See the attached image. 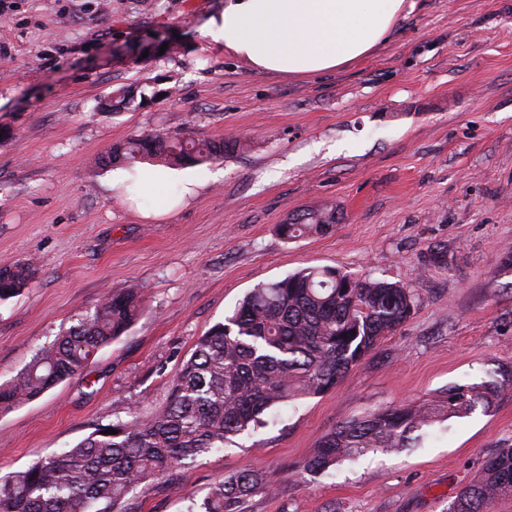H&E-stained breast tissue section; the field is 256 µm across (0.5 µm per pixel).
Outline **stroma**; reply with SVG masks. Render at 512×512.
Instances as JSON below:
<instances>
[{"label":"stroma","instance_id":"obj_1","mask_svg":"<svg viewBox=\"0 0 512 512\" xmlns=\"http://www.w3.org/2000/svg\"><path fill=\"white\" fill-rule=\"evenodd\" d=\"M223 6L0 0V269L37 268L0 300V383L106 290L143 294L81 375L0 414V476L165 404L197 340L251 289L337 267L408 286L410 318L334 388L133 488L125 512H187L247 469L266 486L244 512H448L512 447V391L416 447L301 466L341 422L512 366V0H416L373 56L298 78L208 42L201 27ZM121 89L135 105L109 110ZM155 133L237 147L127 200L102 159ZM183 179L200 188L172 206ZM310 207L335 209L334 230L282 239L279 224ZM436 244L446 264L430 261Z\"/></svg>","mask_w":512,"mask_h":512}]
</instances>
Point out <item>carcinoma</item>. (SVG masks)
Listing matches in <instances>:
<instances>
[{"instance_id": "1", "label": "carcinoma", "mask_w": 512, "mask_h": 512, "mask_svg": "<svg viewBox=\"0 0 512 512\" xmlns=\"http://www.w3.org/2000/svg\"><path fill=\"white\" fill-rule=\"evenodd\" d=\"M236 141H187L156 133L116 145L106 164L145 161L196 165L235 150ZM336 211L311 208L279 225L286 240L333 230ZM33 265L0 269V300L31 281ZM413 295L397 282L354 277L337 268L307 267L249 292L233 314L200 337L173 380L165 405L147 417L98 426L58 455L0 477V512H118L135 486L191 464L224 442L266 424L270 410L334 387L362 358L410 317ZM140 312L139 296L106 293L98 308L34 353L0 384V413L9 412L83 371L104 346L123 335ZM512 387L501 379L454 384L416 402L342 422L321 438L304 470L321 474L370 449L408 448L450 418L489 413ZM116 434L111 435L108 430ZM265 485L244 470L215 484L188 512H242ZM512 496V447L488 456L456 494L448 512H491Z\"/></svg>"}]
</instances>
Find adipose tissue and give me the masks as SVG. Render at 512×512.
Segmentation results:
<instances>
[{
  "label": "adipose tissue",
  "instance_id": "adipose-tissue-1",
  "mask_svg": "<svg viewBox=\"0 0 512 512\" xmlns=\"http://www.w3.org/2000/svg\"><path fill=\"white\" fill-rule=\"evenodd\" d=\"M406 0H225L202 32L258 71L337 72L394 34Z\"/></svg>",
  "mask_w": 512,
  "mask_h": 512
}]
</instances>
